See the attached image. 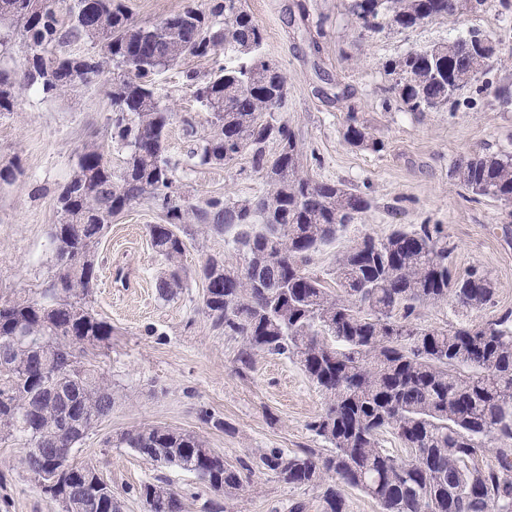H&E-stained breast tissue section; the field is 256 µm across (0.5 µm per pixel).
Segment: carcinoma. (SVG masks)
Wrapping results in <instances>:
<instances>
[{"mask_svg": "<svg viewBox=\"0 0 512 512\" xmlns=\"http://www.w3.org/2000/svg\"><path fill=\"white\" fill-rule=\"evenodd\" d=\"M0 0V29L26 47L23 82L46 94L87 84L110 65L117 70L108 96L112 140L126 149L119 169L99 146L87 144L57 200L52 225L53 271L47 287L0 301V441L26 448L23 463L40 488L68 512H120L112 486L92 464L71 461L73 448L112 413V379L94 364L111 343L112 325L91 305L98 250L112 218L142 199L153 200L165 223L149 225L154 251L165 261L156 278L160 298L184 286L185 224L233 232L239 261L208 256L198 276L201 308L216 330L241 340L243 375L257 355L298 361L325 395L309 430L333 451L272 449L258 467L293 486L322 487L323 512H345V491L357 488L378 512H512V310L479 324L466 316L495 307L496 284L473 266L448 270V237L428 224L399 229L382 240L365 237L335 260L336 288L307 271L312 256L371 207L363 193L303 174L295 131L267 115L287 94V76L261 53L263 34L239 0L189 6L152 25L133 22L122 0ZM485 0H351L363 26L383 16L400 28L478 10ZM224 22H217V18ZM83 36L105 47L87 56L48 54ZM224 53L218 74L196 84L195 97L211 112V130L188 151L192 167L228 165L251 155L267 189L252 202L229 205L221 196L201 205L172 195L165 157L172 113L155 97L161 70L186 56ZM496 51L448 56L425 46L388 61L391 90L412 112L440 110L454 92L485 71ZM18 83L0 70V114L14 109ZM345 140L378 148L349 116ZM278 146L273 159L266 147ZM452 175L473 199L488 198L512 218V153L475 152ZM449 302L458 320L447 328L417 321L420 307ZM397 438L406 455L381 447ZM116 446L150 464H173L229 499L251 482L254 469L234 466L196 433L147 425L126 431ZM494 453V461L485 460ZM139 497L151 512H181L173 488L146 481Z\"/></svg>", "mask_w": 512, "mask_h": 512, "instance_id": "cac0c4a2", "label": "carcinoma"}]
</instances>
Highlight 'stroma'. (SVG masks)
<instances>
[{
	"label": "stroma",
	"instance_id": "1",
	"mask_svg": "<svg viewBox=\"0 0 512 512\" xmlns=\"http://www.w3.org/2000/svg\"><path fill=\"white\" fill-rule=\"evenodd\" d=\"M133 20L153 24L188 4L208 8L210 0H123ZM264 34L263 54L288 77L287 94L276 118L287 120L298 137L305 174L340 182L368 195L371 208L316 253L309 266L332 284L336 256L362 236L384 239L396 229L442 225L456 273L476 265L496 283L497 309H512V222L499 203L472 199L452 174L454 164L485 148L512 152V108L495 94L512 92V11L500 0L483 10L441 18L413 28H361L348 0H243ZM478 28L497 46L498 59L459 91L447 111L413 112L391 91L386 60L412 48L445 42ZM210 57H188L162 70L156 97L172 112L167 156L175 163L182 199L202 203L213 195L236 202L266 189L249 154L235 163L193 168L185 119L198 131L210 129L211 114L194 96L191 76L206 77ZM113 69L96 81L63 94L17 87L11 114L0 116V168L13 172L0 181V297L46 287L52 265L49 231L57 223V196L85 144H99L106 159L120 166L124 151L111 138L108 91ZM356 117L370 137L371 150L347 143L348 117ZM148 199L115 217L99 248L100 268L92 306L111 323L112 346L97 358L112 377L116 403L73 452L76 463L94 464L122 502V512H145L138 488L162 481L179 492L183 512H210L215 495L194 475L174 466L148 464L129 448L113 447L121 433L162 425L202 434L227 462L255 463L273 448L296 451L323 442L308 428L325 399L300 365L280 356H257L238 374L239 339L214 330L200 309L203 282L194 271L209 255H227L222 234L187 225L183 265L189 276L176 296L160 299L155 281L164 263L152 250L147 227L163 223ZM224 421L217 429L201 414ZM25 451L0 443V512H62L23 465ZM322 512L321 491L294 488L272 473H258L250 486L231 497V512Z\"/></svg>",
	"mask_w": 512,
	"mask_h": 512
}]
</instances>
